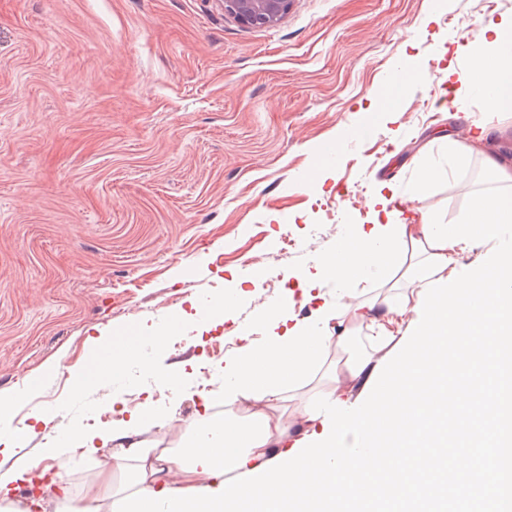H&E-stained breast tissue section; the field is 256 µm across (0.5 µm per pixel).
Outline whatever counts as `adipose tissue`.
<instances>
[{
  "instance_id": "adipose-tissue-1",
  "label": "adipose tissue",
  "mask_w": 512,
  "mask_h": 512,
  "mask_svg": "<svg viewBox=\"0 0 512 512\" xmlns=\"http://www.w3.org/2000/svg\"><path fill=\"white\" fill-rule=\"evenodd\" d=\"M469 71V82L449 98V107L460 108L466 98L479 95L493 111L512 112V16L486 26L482 49L469 54ZM394 200V195L377 194L369 204L366 223L342 238L334 252L322 255L314 272L304 278L303 293L328 281L342 291L336 302H323L314 322L289 325L294 301L288 291L279 302L262 309L256 320L263 331L260 338L243 329L241 345L223 367V415L181 426L178 395L193 377L196 364L179 363L160 375L174 393L164 410H157L148 399L132 404L118 397L114 403L119 420L101 428L76 426L63 437L52 438L48 458L64 460L74 448L99 456L96 475L79 496H72L65 482L59 481L45 496L20 501L19 489L42 479L34 465L26 464L0 476V512H106L118 480L129 495L143 489H216L227 473L253 471L272 460L273 449L291 448L304 436L322 432L321 421L309 419L305 411H297L291 421L284 417L280 405L288 392L318 377L324 392L343 399L369 366L384 357L386 348L402 338L425 283L449 276L461 266L460 247L430 248L421 217L402 222V209ZM397 269L403 272L400 284L393 280ZM375 277L388 285L389 293L370 300L367 285ZM358 334L364 335L365 345L348 353ZM87 343L95 353L93 364L71 374L72 385L80 392L122 379L131 364L142 360V348L157 356L167 352L173 330L146 328L131 345L101 332L88 336ZM332 349L345 352L342 363L327 364ZM153 427L178 433L177 447L148 443L143 433Z\"/></svg>"
}]
</instances>
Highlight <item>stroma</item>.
Wrapping results in <instances>:
<instances>
[{
  "label": "stroma",
  "instance_id": "stroma-1",
  "mask_svg": "<svg viewBox=\"0 0 512 512\" xmlns=\"http://www.w3.org/2000/svg\"><path fill=\"white\" fill-rule=\"evenodd\" d=\"M510 15L512 0H294L255 28L218 0H0V393L21 396L12 429L35 409L51 418L0 456V475L55 467L48 437L108 418L113 395L168 405L140 363L108 388L72 390L96 329L132 336L230 300L201 345L176 340L161 360L205 358L179 408L196 420L199 391L224 385L208 353L224 357L381 187L410 201L425 157L466 125L512 162V112L480 97L441 107L446 67L467 77L469 47ZM410 56L419 81L356 136ZM483 167L475 155L438 176L421 207L457 221Z\"/></svg>",
  "mask_w": 512,
  "mask_h": 512
}]
</instances>
